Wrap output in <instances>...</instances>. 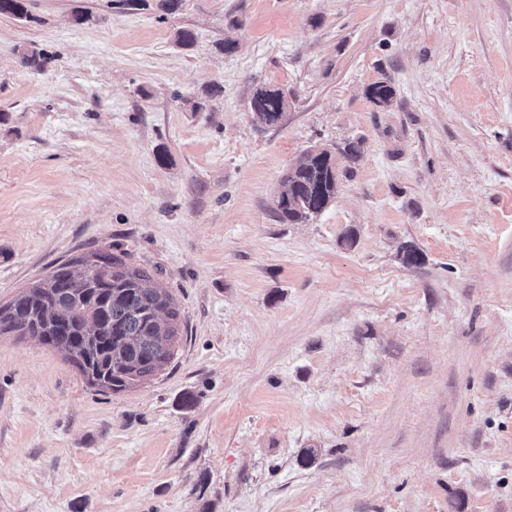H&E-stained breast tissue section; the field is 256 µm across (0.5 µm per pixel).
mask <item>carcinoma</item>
I'll list each match as a JSON object with an SVG mask.
<instances>
[{"label": "carcinoma", "mask_w": 512, "mask_h": 512, "mask_svg": "<svg viewBox=\"0 0 512 512\" xmlns=\"http://www.w3.org/2000/svg\"><path fill=\"white\" fill-rule=\"evenodd\" d=\"M0 15L29 18L26 0H0ZM20 59L40 70L45 54L25 47ZM395 91L385 81L371 85L369 97L391 104ZM280 90L259 89L252 102L254 121L275 125L284 116ZM284 196L275 207L286 224L307 223L335 198L338 172L326 150H309L284 177ZM79 274L70 263L54 268L9 303L0 306V335L28 336L63 353L90 385L120 392L155 376L174 357L180 313L170 291L125 254L95 250L79 257Z\"/></svg>", "instance_id": "carcinoma-1"}]
</instances>
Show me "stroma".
Here are the masks:
<instances>
[{
    "label": "stroma",
    "mask_w": 512,
    "mask_h": 512,
    "mask_svg": "<svg viewBox=\"0 0 512 512\" xmlns=\"http://www.w3.org/2000/svg\"><path fill=\"white\" fill-rule=\"evenodd\" d=\"M27 4L0 16V304L112 247L181 320L118 393L0 336V512H512V0ZM350 140L332 202L279 223L288 167ZM283 100L285 97L280 90H257L251 102L254 121L265 125L277 124L288 109V101H285V112H282L280 107Z\"/></svg>",
    "instance_id": "obj_1"
}]
</instances>
